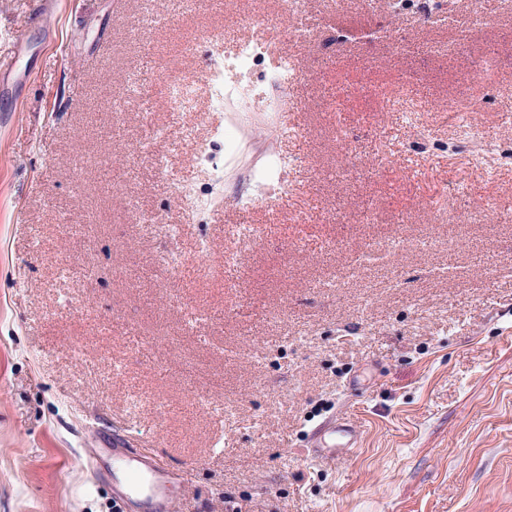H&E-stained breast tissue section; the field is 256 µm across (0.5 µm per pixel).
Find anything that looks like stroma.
Returning <instances> with one entry per match:
<instances>
[{"instance_id":"1","label":"stroma","mask_w":512,"mask_h":512,"mask_svg":"<svg viewBox=\"0 0 512 512\" xmlns=\"http://www.w3.org/2000/svg\"><path fill=\"white\" fill-rule=\"evenodd\" d=\"M58 2L41 23L38 0H0V58L15 60L0 73V512H117L88 458L135 432V448L185 481L175 512H512V275L499 272L512 219L466 220L471 201L512 194V170L482 182L440 114H512V67L476 88L457 81L489 49L512 57L500 39L512 0L453 56L432 49L451 31L384 0H306V22L351 32L331 54L277 19L238 27V10L264 0ZM150 10L162 22L146 31ZM248 35L309 72L292 90L303 111L286 116L307 138L273 142L300 155L303 196L257 213L233 194L251 145L218 167L163 139L134 153L145 123L165 124L175 77L195 86L184 121L213 139L226 114L211 105L212 73ZM409 73L437 133L413 150L402 132L394 165L371 179L396 125L382 95ZM107 166L120 184L104 183ZM173 180L198 197L194 213ZM438 190L453 208L444 223L426 208ZM132 196L163 226L131 214ZM241 224L257 225L254 240H239ZM425 236L441 247L414 249ZM389 237L406 248L362 262ZM334 416L358 426L359 446L309 456Z\"/></svg>"}]
</instances>
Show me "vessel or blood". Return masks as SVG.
Masks as SVG:
<instances>
[{"label": "vessel or blood", "instance_id": "1", "mask_svg": "<svg viewBox=\"0 0 512 512\" xmlns=\"http://www.w3.org/2000/svg\"><path fill=\"white\" fill-rule=\"evenodd\" d=\"M359 439L360 431L352 422H333L320 435L317 450L333 457L356 447ZM92 456L111 460L112 482L118 503L137 499L146 504L147 512H173L175 501L168 494L166 477L147 458L131 448L129 441H113L111 447L94 449Z\"/></svg>", "mask_w": 512, "mask_h": 512}]
</instances>
